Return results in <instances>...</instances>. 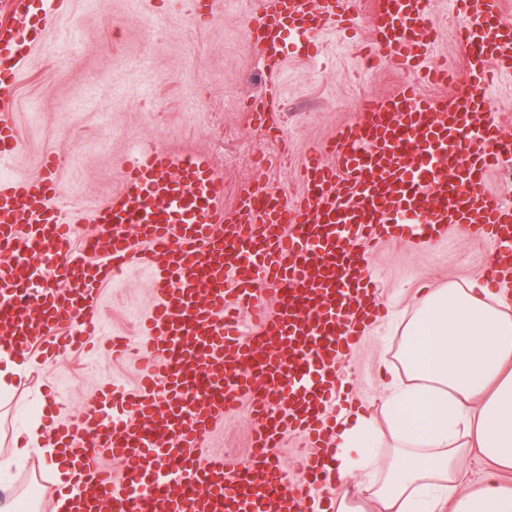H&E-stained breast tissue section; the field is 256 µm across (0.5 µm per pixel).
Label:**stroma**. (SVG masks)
<instances>
[{"label": "stroma", "mask_w": 512, "mask_h": 512, "mask_svg": "<svg viewBox=\"0 0 512 512\" xmlns=\"http://www.w3.org/2000/svg\"><path fill=\"white\" fill-rule=\"evenodd\" d=\"M261 2L224 0L203 21L192 15L189 0H105L94 9L71 0L19 68L8 107L19 150L0 162V175L38 178L45 153L53 152L64 219L85 237L96 231L87 221L92 209L120 191L123 169L152 148L208 158L224 180L228 207L248 184L299 194L306 156L353 122L364 101L409 87L416 76L384 52L367 63L365 27L352 38L334 28L323 31L314 55L299 54L286 42L280 71L269 74L249 42V19ZM430 19L436 30L432 61L462 67L465 53L448 0H431ZM72 34L79 50L59 53ZM260 97L269 116L246 109ZM491 257L488 241L455 229L426 247L398 238L369 248L366 272L377 281L386 316L359 336L346 359L350 406L384 423L385 369L398 363L414 293L448 282L467 286L481 278ZM99 300L101 334L91 344L113 335L138 339L153 308L148 271L129 269L102 288ZM25 357L32 366L0 407V442L6 444L46 400L56 402L53 416L42 419L48 429L53 419L77 417L112 384L135 387L142 368L137 356L115 361L80 349L51 359L32 350ZM250 430L246 408H238L216 427L211 446L244 455ZM8 481L20 490L39 487V510L50 512L57 484L50 462L29 455L11 468Z\"/></svg>", "instance_id": "35a3bbf8"}]
</instances>
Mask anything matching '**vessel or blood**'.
<instances>
[{
  "mask_svg": "<svg viewBox=\"0 0 512 512\" xmlns=\"http://www.w3.org/2000/svg\"><path fill=\"white\" fill-rule=\"evenodd\" d=\"M464 22L465 66L454 91L431 100L406 88L361 109L325 150L310 157L305 189L288 200L267 186L224 205V181L196 154L144 152L123 187L95 207L89 250L74 249L56 203L57 164L38 180L0 178V342L45 351L80 344L100 325L103 286L130 266L152 272L153 310L140 349L142 384L104 394L53 443L70 477L59 489L75 512H320L311 488L331 484L327 461L341 360L377 317V287L357 243L447 237L474 227L493 257L483 276L512 277V204L486 188L512 154L491 119L488 90L512 71V22L498 0H453ZM430 0H265L250 36L268 68L286 36L310 50L327 28L371 22L372 49L430 71ZM27 36L0 25V103L17 91L29 38L46 27L34 0H9ZM13 116L0 113V161L18 150ZM60 287L31 289L35 271ZM256 312L244 325L241 315ZM246 406L250 450L231 461L206 445L228 412ZM315 440L296 480L278 454L288 434ZM119 459L112 473L104 457Z\"/></svg>",
  "mask_w": 512,
  "mask_h": 512,
  "instance_id": "b4317fda",
  "label": "vessel or blood"
}]
</instances>
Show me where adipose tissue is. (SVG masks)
<instances>
[{"label":"adipose tissue","mask_w":512,"mask_h":512,"mask_svg":"<svg viewBox=\"0 0 512 512\" xmlns=\"http://www.w3.org/2000/svg\"><path fill=\"white\" fill-rule=\"evenodd\" d=\"M407 384L384 387L387 428L342 409L331 450L336 512H358V486L387 512H512L500 472L512 468V305L482 282L420 289L402 331ZM391 448L388 461L378 451ZM490 468L475 491L457 490L469 452Z\"/></svg>","instance_id":"1"}]
</instances>
